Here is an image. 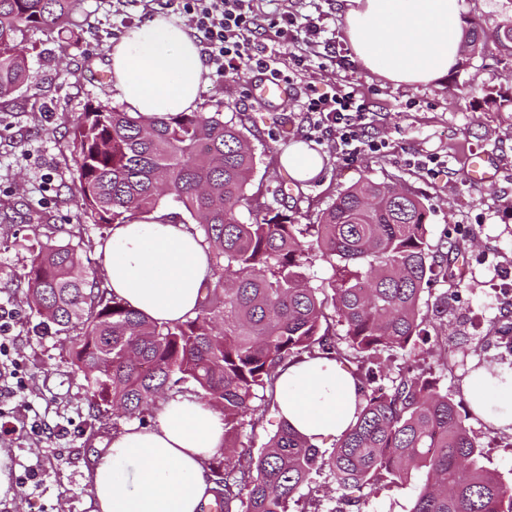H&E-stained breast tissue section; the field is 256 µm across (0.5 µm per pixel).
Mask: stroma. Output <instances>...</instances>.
Masks as SVG:
<instances>
[{"instance_id": "35a3bbf8", "label": "stroma", "mask_w": 512, "mask_h": 512, "mask_svg": "<svg viewBox=\"0 0 512 512\" xmlns=\"http://www.w3.org/2000/svg\"><path fill=\"white\" fill-rule=\"evenodd\" d=\"M255 9L263 22L278 9L320 17L325 38L346 61L310 68L300 75V84L357 88L378 113L374 134L387 141V148L345 159L331 141L317 140L296 99L257 101L251 85L259 75L246 67L223 79L209 74L198 111L220 112L243 125L255 153L247 187L251 205H273L293 223H313L337 195L365 178L400 184L430 207L431 244L453 237L466 259L452 281L434 283L423 293V318L431 317L440 297H447L448 308L416 353L426 367L447 361L440 384L455 401L465 402L463 382L473 365L512 368V346L505 342L512 334V112H496L482 102L486 90L512 89L506 80L512 69L488 53L435 84L397 87L356 60L343 33L342 0H255ZM173 10L171 0H80L77 28L29 32L34 79L0 100V202L13 204L0 211V322L11 336L8 357L24 383L22 392L0 396V414L17 426L14 435L0 440L9 480L0 512H94L88 491L93 459L127 424L113 415L92 417L68 338L42 329L27 303L25 272L41 244L64 240L77 244L83 264L105 279L102 248L112 227L86 218L77 205L68 123L92 103L119 107L108 90L113 40ZM510 19L512 0H462L463 25L490 31ZM458 81L471 85L469 98L456 91ZM300 141L326 155L321 173L302 183L291 180L280 164L287 145ZM471 151L490 158L495 180L476 183L467 177L464 159ZM429 154L446 161L444 173L432 177L413 167V159ZM465 423L485 452L486 466L512 481V435L473 414ZM424 479L418 471L406 485L367 495L362 512H409Z\"/></svg>"}]
</instances>
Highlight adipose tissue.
Returning <instances> with one entry per match:
<instances>
[{
  "label": "adipose tissue",
  "mask_w": 512,
  "mask_h": 512,
  "mask_svg": "<svg viewBox=\"0 0 512 512\" xmlns=\"http://www.w3.org/2000/svg\"><path fill=\"white\" fill-rule=\"evenodd\" d=\"M460 12V0H346L344 33L366 70L397 85H426L461 59ZM109 68L116 98L146 119L194 110L209 75L186 26L161 13L114 43ZM280 163L307 181L324 158L298 142ZM103 256L113 293L160 324L195 316L212 273L209 246L160 210L114 225ZM463 388L475 414L512 434V369L484 366ZM357 390L336 361L306 357L277 380L279 414L312 443L333 441L356 420ZM223 444L218 410L190 393L162 403L154 425H127L95 458V512H200L214 498L204 464Z\"/></svg>",
  "instance_id": "ef3b65f1"
}]
</instances>
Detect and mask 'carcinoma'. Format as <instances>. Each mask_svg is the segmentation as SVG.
<instances>
[{"mask_svg": "<svg viewBox=\"0 0 512 512\" xmlns=\"http://www.w3.org/2000/svg\"><path fill=\"white\" fill-rule=\"evenodd\" d=\"M78 0H0V99L30 80L26 35L72 24ZM494 45L512 62V21L464 32L461 66ZM484 103L512 112V93ZM78 192L96 223L126 224L177 202L204 232L212 275L197 314L157 324L101 287L76 246H39L26 274L29 305L48 328L71 337L75 371L90 408L145 424L160 401L192 393L224 416V456L206 463L218 512H292L312 475L328 468L342 505L352 488L402 484L425 468L410 512H512V485L483 464L459 406L412 351L428 329L420 317L432 281L453 276L428 239L429 207L413 192L364 178L340 193L314 224H291L266 207L249 224L254 168L249 140L221 112H177L144 120L89 107L68 128ZM331 267L314 287L312 251ZM402 359L385 387L379 355ZM328 355L358 382L356 422L325 459L283 421L262 452L236 450L245 426L260 423L290 363Z\"/></svg>", "mask_w": 512, "mask_h": 512, "instance_id": "1", "label": "carcinoma"}]
</instances>
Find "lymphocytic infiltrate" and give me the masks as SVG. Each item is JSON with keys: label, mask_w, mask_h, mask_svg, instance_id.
<instances>
[{"label": "lymphocytic infiltrate", "mask_w": 512, "mask_h": 512, "mask_svg": "<svg viewBox=\"0 0 512 512\" xmlns=\"http://www.w3.org/2000/svg\"><path fill=\"white\" fill-rule=\"evenodd\" d=\"M255 0H174L177 12L187 16L201 36L209 64L216 75L238 73L242 67L287 84L313 67L320 54L322 26L318 20L298 22L294 12L284 11L270 22L269 42L256 46L252 35L258 27ZM304 39L305 53L291 52L297 39ZM289 58L288 69H281L282 58ZM301 110L312 128L333 137L337 153L355 157L386 148L383 140L370 136L377 121L365 97L354 87L340 84L320 91L313 87L299 93Z\"/></svg>", "instance_id": "1"}]
</instances>
